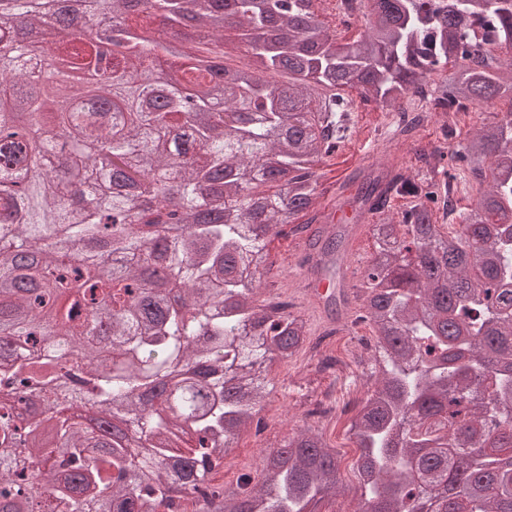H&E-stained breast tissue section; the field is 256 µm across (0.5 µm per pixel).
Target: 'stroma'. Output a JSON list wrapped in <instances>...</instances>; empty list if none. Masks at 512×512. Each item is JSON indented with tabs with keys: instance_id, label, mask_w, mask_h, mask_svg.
I'll return each mask as SVG.
<instances>
[{
	"instance_id": "1",
	"label": "stroma",
	"mask_w": 512,
	"mask_h": 512,
	"mask_svg": "<svg viewBox=\"0 0 512 512\" xmlns=\"http://www.w3.org/2000/svg\"><path fill=\"white\" fill-rule=\"evenodd\" d=\"M502 103L479 105L464 112L453 128L451 140H444L440 127L442 117L434 112L427 113L414 135L405 140L392 141L387 130L394 119L393 113L374 108L361 107L352 113V133L336 154L328 157L321 173L322 183L338 188V205L341 209L336 221L352 224L356 205L354 196L358 184L370 168L383 162H410L416 154H434L446 148L448 142H460L468 133L480 125L490 113L503 111ZM274 271L282 294L292 302L295 312L301 314L308 323L312 338H323L324 349L343 363L337 381L317 375L315 362L308 349H301L286 362L275 361L268 366V378L274 385L268 403L260 413L266 423L263 434L248 430L241 434L235 451L229 458L228 466L218 469L213 476L215 482L233 483L237 476L246 471H254L263 464V451L277 445L286 437L292 436L306 426L318 429L328 443L335 448L341 461V477L348 487L347 493L319 504V512H352L360 495L357 479V461L360 454L349 431L350 414L344 413V406H358L367 396L364 381L351 378L354 369L353 359L360 353L359 337L368 335L366 327L354 331H342L332 337H324L323 318L312 309L298 291L304 282V271L299 263L304 255L303 246L297 240L278 239L270 246ZM335 385L338 413L325 418L308 419L304 416L305 407L301 403L303 394H320L328 385Z\"/></svg>"
}]
</instances>
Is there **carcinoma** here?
Masks as SVG:
<instances>
[{"label": "carcinoma", "instance_id": "obj_1", "mask_svg": "<svg viewBox=\"0 0 512 512\" xmlns=\"http://www.w3.org/2000/svg\"><path fill=\"white\" fill-rule=\"evenodd\" d=\"M55 2L0 0V512H315L341 492L311 430L230 486L211 475L261 431L268 364L309 336L280 295L257 298L275 287L269 244L306 235L320 273L347 259L348 227L311 230L317 165L351 130L346 88L383 108L508 103L424 170L380 165L358 189L366 213L392 193L411 205L373 225L346 315L375 340L354 512H420L443 483L437 512H512V57L495 53L512 0H368L344 43L315 0ZM234 28L244 67L224 64ZM405 115L392 137L418 127ZM460 180L485 185L466 207ZM152 261L172 287L147 279Z\"/></svg>", "mask_w": 512, "mask_h": 512}]
</instances>
